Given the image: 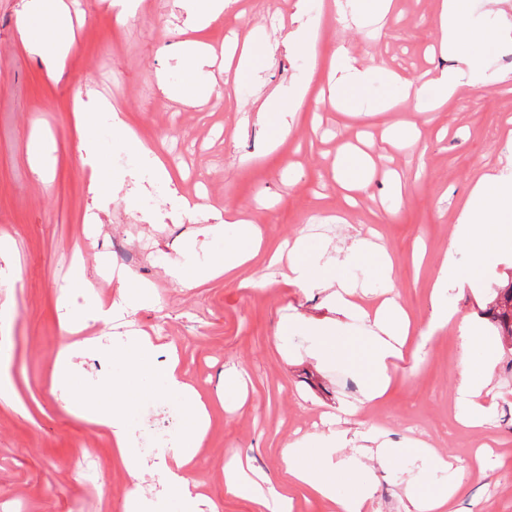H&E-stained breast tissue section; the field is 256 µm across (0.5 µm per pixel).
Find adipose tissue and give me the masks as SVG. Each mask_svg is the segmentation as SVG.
Returning a JSON list of instances; mask_svg holds the SVG:
<instances>
[{
    "mask_svg": "<svg viewBox=\"0 0 512 512\" xmlns=\"http://www.w3.org/2000/svg\"><path fill=\"white\" fill-rule=\"evenodd\" d=\"M33 5L22 14L18 29L25 47L39 51L47 60L59 58L65 38L70 31V20L62 7V0H32ZM440 36L438 48L447 65L433 79L436 102H443L480 89L491 83L485 66L486 56L504 40L502 24L496 20L480 21L473 15L472 0H440L438 16ZM183 67L177 83L159 79L163 93L176 92L184 97L200 94L204 70L212 56L192 41L181 47ZM391 74L387 63L366 68L347 49L336 55V83L331 89L333 104L342 105L359 97L364 86L374 78ZM336 181L342 189L364 191L371 184L376 164L365 154L342 148L339 152ZM200 234L212 240H223V248L213 249L209 256L199 257L194 252L181 253L165 267L166 275L175 283L190 287L198 281L219 274H231L250 262L257 254L260 231L255 225L232 221L230 226L206 224ZM512 248V137L505 143V163L500 171L478 178L469 195L462 202L458 221L452 232L451 243L439 261L431 297V316L423 328H415L410 316L387 293H379L373 307L361 303L357 281L345 277L344 272L361 256H368L369 265L381 278L392 271L387 251L373 252L371 244L362 238L337 249L335 254L309 250L303 238L288 244L291 260L285 283L303 291L321 290L346 317L359 316L369 322L364 338L363 352H356L349 341L339 340L335 328L316 325L310 328L313 341L309 355L327 364L336 356H343L347 365L364 364L362 400L366 403L380 399L395 380L398 362L413 361L417 351L406 349L407 337L413 331L433 336L456 326L465 347L460 364L459 394L469 402L468 411L460 413L459 421L467 427L483 425L482 410L472 402L492 377L491 346L481 327L473 321H457L454 309L448 305L447 293L452 288L474 285L486 268L487 259H498L506 248ZM469 251L474 257L470 269H463L456 259L459 250ZM120 288L109 303L85 302L73 315L67 316L66 331L81 330L89 323L108 324L134 313L151 299L146 285L130 271L117 274ZM156 347L150 337L132 331L125 334L119 345L106 348L99 340L86 339L64 344L52 366L53 387L66 389L64 407L104 430L134 483L126 499V512H204L210 499L187 472L194 455L186 448L175 446L162 450L156 457L153 473L162 490L148 496L140 484L144 461L135 442V424L132 406L145 397L164 395L178 404L183 417V437L192 443H201L208 431L210 401L188 384L177 360L155 366L151 358ZM111 355L112 376L99 381L93 388L70 393L69 388L79 371L78 358L87 355ZM350 443L347 430L332 429L319 439L320 453L309 451L306 441L289 442L284 453L286 483L299 485L313 497L335 503L336 512H363L369 498L370 486L366 480L368 465L348 469V489L336 490L332 455L343 452ZM414 459L430 462L436 469L448 472L447 483L437 490L418 492L407 489L410 503L407 512H452L453 502L469 477L468 471L450 469L447 461L433 449H413ZM225 491L251 500L261 512H292V499L268 485L264 474L245 475L237 462H229L224 469Z\"/></svg>",
    "mask_w": 512,
    "mask_h": 512,
    "instance_id": "ef3b65f1",
    "label": "adipose tissue"
}]
</instances>
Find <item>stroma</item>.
Masks as SVG:
<instances>
[{
    "label": "stroma",
    "instance_id": "35a3bbf8",
    "mask_svg": "<svg viewBox=\"0 0 512 512\" xmlns=\"http://www.w3.org/2000/svg\"><path fill=\"white\" fill-rule=\"evenodd\" d=\"M296 0H236L223 20L205 32L216 51L244 41L254 30L267 37L259 79L218 83L215 95L195 104L161 95L159 78L176 82L177 43L192 38L177 0H140L136 14L118 18L110 0H65L74 34L58 67L24 50L17 15L27 0H0V353L20 398V407L0 400V512H125L132 479L113 453L107 435L68 413L50 391V373L70 337L61 328L63 296L83 272L103 301L118 283L97 276L111 255L101 244L120 239L127 267L151 285L152 299L132 317L136 329L158 345L156 363L176 350L188 382L212 398L208 432L196 450L189 477L201 483L218 512H257L250 500L226 494L224 466L231 457L248 461L279 486L289 441L318 439L326 418H347L351 431L376 430L393 444L412 440L436 448L455 467H470L484 437L497 445L483 473L471 476L457 512H512V344H499L484 396L491 405L485 430L456 420L458 370L463 343L456 329L427 338L411 335L417 363L401 364L381 400L356 416L345 407L361 397L359 374L340 360L311 359L305 326L335 319L326 295L287 287V262H271L282 243L304 238L309 249L339 248L365 237L393 259L392 286L417 324L431 313L438 262L446 252L459 205L475 180L499 169L506 133L512 131V45L492 51L486 63L507 83L434 106L398 104L372 114L331 106L336 51L347 47L363 65L389 63L408 78L427 80L441 68L428 47L438 37L440 0H394V15L354 23L339 17L336 0H308L317 23L313 55L286 49L294 28ZM306 83L307 94L289 134L281 135L258 115L269 96ZM90 104L111 96L123 126H97L92 136L100 161L120 178L111 197L94 202L89 173L81 166L74 101ZM417 120L416 138L388 145L400 190L376 177L359 206L346 208L336 184L341 143H360ZM134 134L169 171L158 182L128 154L123 135ZM203 200L194 216L178 217L175 198ZM229 212L260 226L259 257L233 275L184 288L164 272L179 251L202 243L197 230ZM263 278L261 288L244 279ZM512 282V268L493 266L481 288H454L448 304L458 317L477 320L496 288ZM235 370L246 398L226 409L215 398L226 370ZM136 441L168 427L182 434V415L163 397L140 402ZM367 478L372 497L366 512H406L408 482L437 487L444 472L410 456L390 466L373 464Z\"/></svg>",
    "mask_w": 512,
    "mask_h": 512
}]
</instances>
